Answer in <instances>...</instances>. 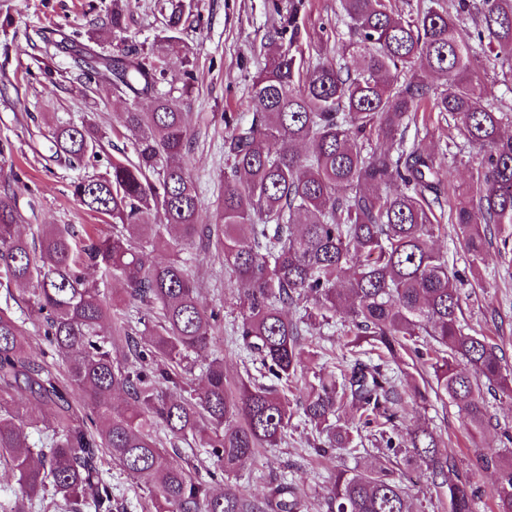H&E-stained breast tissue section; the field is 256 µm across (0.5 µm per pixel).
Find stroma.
<instances>
[{"mask_svg":"<svg viewBox=\"0 0 512 512\" xmlns=\"http://www.w3.org/2000/svg\"><path fill=\"white\" fill-rule=\"evenodd\" d=\"M288 0H193L189 25L182 35L191 53L195 82L187 110L193 149L186 158L188 173L202 203L201 221L214 223L224 189V115L248 117L251 112L252 79L263 68L267 49L264 37L277 16L273 4ZM162 0H137L125 39L127 44L148 50L161 30ZM112 7V0H0V169L13 177L24 233L35 234L40 225L69 226L79 237L96 238L112 231L107 218L80 206L73 195L75 182L104 175L112 162L104 153L75 168L56 155L48 128L58 121L76 124L102 123L111 140L123 143L121 114L128 101L115 95L81 93L76 72L63 48L73 33H86ZM314 41L303 48L304 58L335 56L341 41L349 36V24L338 0H305L300 15ZM329 30L327 43H316L321 30ZM53 32L55 45H45L42 32ZM458 131L438 114L427 119L416 144L443 156L444 208H452L478 162L475 150L464 149L457 160L445 159L449 141ZM436 251L446 256L450 270L464 279L461 287L464 324L496 344L504 362L512 368V244L504 245L498 233L486 234L480 257H473L453 224L435 238ZM213 247L196 243L183 254L200 288L199 303L207 310L221 311L223 318L213 328L224 344V369L230 378L244 376L251 361L246 352L229 345L228 334L238 321V304L222 265L214 262ZM340 321L312 326L305 336L304 369L299 385L312 381L320 370H338L345 362L359 359L375 363L379 352L369 344L353 347L342 336ZM402 390H420L417 398L403 404L394 442H402L401 430L410 425L433 429L446 445L457 470L469 477L476 490L473 512H497L495 469L483 459H498L512 453V398L487 395L489 424L474 433L465 424L457 405L436 397L433 370L418 363L407 374H395ZM315 429L301 412H294L287 437L279 447L259 449L255 457L229 477L228 486L250 497H264L279 480L296 487L298 512H325L338 471L363 469L375 464L385 452L383 444L357 436L352 448L323 456L313 450ZM100 467L112 480V494L127 501V512H155V505L142 484L102 456ZM395 476L408 493L413 512H446V503L429 485L422 471L396 466Z\"/></svg>","mask_w":512,"mask_h":512,"instance_id":"35a3bbf8","label":"stroma"}]
</instances>
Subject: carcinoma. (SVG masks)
I'll return each mask as SVG.
<instances>
[{"label":"carcinoma","mask_w":512,"mask_h":512,"mask_svg":"<svg viewBox=\"0 0 512 512\" xmlns=\"http://www.w3.org/2000/svg\"><path fill=\"white\" fill-rule=\"evenodd\" d=\"M134 0H112L95 41L122 38ZM351 37L340 58L304 67L297 58L305 29L302 0H288L280 24L268 32L270 51L251 86L250 118L224 114V191L218 221L199 222L201 202L184 159L190 150L184 101L194 85L189 50L180 34L185 0H170L157 48L97 53L75 45L81 86L152 102L133 107L123 126L134 158L108 139L97 122L59 121L55 152L80 165L111 147L118 153L105 175L74 183L84 208L112 221V233L85 245L69 228L41 225L37 241L17 230L15 193L0 192V288L27 297L43 318V337L65 365L58 374L27 344L25 321L0 308V458L8 457L20 490L44 500L52 488L69 512H113L112 487L98 466L109 454L128 475L144 479L161 512H296L297 491L286 483L262 498L212 488L164 450L160 434L193 437L209 449L218 471L230 476L260 448L286 436L290 404L326 434L318 453L344 448L350 433L336 415L350 409L359 424L386 441L379 465L336 474L326 512H412L391 456L429 475L447 499L448 512H472L475 489L456 473L429 428L406 431V446L392 445L391 424L403 397L378 365L360 360L341 377L319 375L288 398L302 364V336L311 322L347 318L352 343L431 361L436 392L449 397L471 429L489 412L482 382L512 396V373L500 349L464 332L459 276L432 244L442 230L434 203L442 194L436 156L405 146L415 113L429 102L453 121L466 145L481 154L450 223L475 253L485 232L512 239V119L497 110L482 61L512 70V0H454L453 9L419 5L406 15L390 0H339ZM473 21L478 46L460 39L458 22ZM185 66L182 96L163 91L166 59ZM433 72V86L418 71ZM216 235L224 271L239 305L237 339L258 375L230 381L216 357L189 396L166 391L186 379L192 353L212 349L220 313L198 302V283L180 259L155 263L147 248L173 252ZM92 264L123 285L122 301L141 318L159 309V328L145 341L132 320L117 316L83 272ZM295 312L290 317L286 311ZM112 324L107 336L104 323ZM434 345L420 348L418 338ZM125 394L139 406L127 412L113 399ZM37 406L49 426L46 447L31 450V419L19 405ZM498 512H512V456L494 461Z\"/></svg>","instance_id":"1"}]
</instances>
